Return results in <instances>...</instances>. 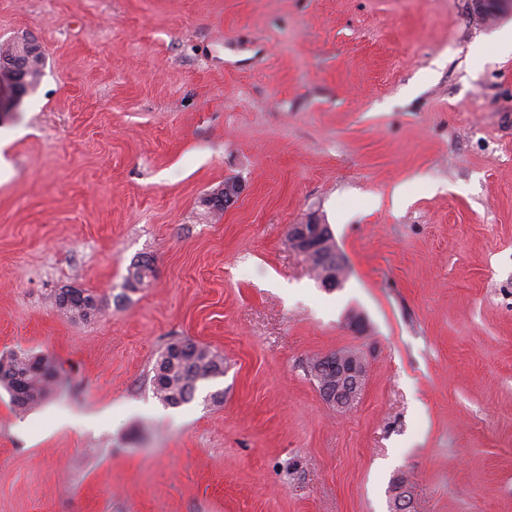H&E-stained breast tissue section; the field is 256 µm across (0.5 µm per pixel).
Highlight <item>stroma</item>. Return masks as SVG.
<instances>
[{
    "label": "stroma",
    "mask_w": 512,
    "mask_h": 512,
    "mask_svg": "<svg viewBox=\"0 0 512 512\" xmlns=\"http://www.w3.org/2000/svg\"><path fill=\"white\" fill-rule=\"evenodd\" d=\"M511 32L470 0H0L44 52L0 121V357L61 374L27 412L0 388V512H393L398 480L512 512ZM311 219L333 291L288 243ZM176 339L224 373L171 407ZM340 349L343 413L306 371ZM60 288L53 294V303L59 309L71 313L82 320H91L99 311L97 298L86 291L80 290L79 296L72 299L71 304L65 306ZM329 373H333L330 383L320 391L322 397L337 409H347L353 399L360 393L363 384L361 364L351 358L336 354L322 357Z\"/></svg>",
    "instance_id": "obj_1"
}]
</instances>
